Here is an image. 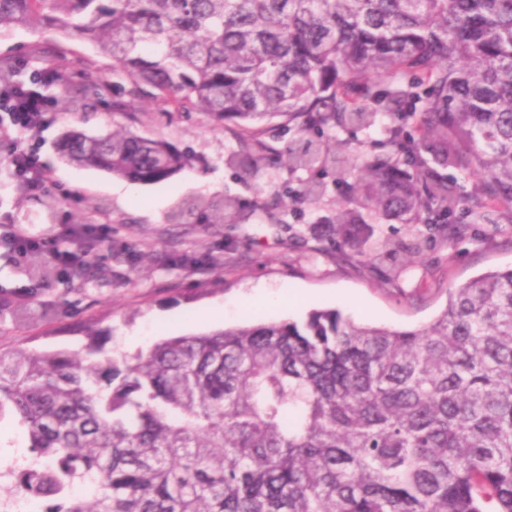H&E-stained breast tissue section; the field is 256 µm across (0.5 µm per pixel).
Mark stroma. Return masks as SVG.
<instances>
[{
	"mask_svg": "<svg viewBox=\"0 0 512 512\" xmlns=\"http://www.w3.org/2000/svg\"><path fill=\"white\" fill-rule=\"evenodd\" d=\"M57 35L16 29L0 36V58H9L24 73L54 64ZM69 79L78 84L89 68L107 76L111 86L123 79L112 61L89 42L68 45ZM63 88L46 123L27 132L45 171V190L56 202V222L73 224L86 205L98 202L106 229L94 251L93 284L54 274L42 279L29 299L24 318L0 311V351L59 350L89 343L90 333L105 340L114 357L135 356L160 340L214 330L204 313L224 309L228 327L253 323L256 317L300 320L313 310L339 309L358 323L414 330L432 321L446 301V289L488 271L512 267V212L493 221H476V179L445 165L437 177L448 180L461 199L454 235L427 234L421 224L394 218L380 220L371 235L337 251L321 221L334 216L345 187L334 170L321 172L326 193L318 203L300 199L308 175L280 163L288 145L301 135L286 119L264 125L256 137L265 158L256 177H248L225 158L239 147L240 131L231 124L212 127L199 112L178 113L163 104H146L136 127L140 134L162 138L192 157L191 165L167 181L133 184L106 171L73 165L57 149L68 130L95 134L110 122L106 104L83 113L62 111ZM234 198L239 217L233 224L206 218L176 224V203L187 197L213 201ZM36 234L52 233L41 223L40 208L18 189L9 169H0V218ZM400 248L422 242L420 259L403 264L381 251L382 242ZM192 263H182V256ZM258 290L279 293L276 305L252 301ZM26 433L12 418L0 421V498L10 495L7 471L26 465L18 455Z\"/></svg>",
	"mask_w": 512,
	"mask_h": 512,
	"instance_id": "obj_1",
	"label": "stroma"
}]
</instances>
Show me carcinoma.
<instances>
[{
  "label": "carcinoma",
  "mask_w": 512,
  "mask_h": 512,
  "mask_svg": "<svg viewBox=\"0 0 512 512\" xmlns=\"http://www.w3.org/2000/svg\"><path fill=\"white\" fill-rule=\"evenodd\" d=\"M53 29L96 44L141 98L243 133L388 129L384 153L345 169L372 218L440 231L460 200L443 158L477 176L483 205L512 211V0H0V32ZM33 97L68 86L64 53ZM19 81L0 59V88ZM109 83L84 74L63 101L86 112ZM63 157L154 184L190 158L128 126L67 131ZM292 169L341 162L336 145L288 148ZM232 223L236 202L193 200ZM359 212L336 207V248ZM103 346L0 352V421L28 431L12 497L42 512H512V268L448 287L424 328L357 324L338 310L161 340L131 361ZM81 484L76 496L71 488Z\"/></svg>",
  "instance_id": "1"
}]
</instances>
